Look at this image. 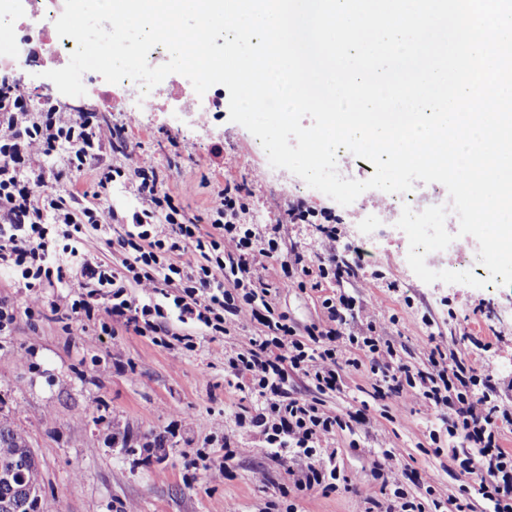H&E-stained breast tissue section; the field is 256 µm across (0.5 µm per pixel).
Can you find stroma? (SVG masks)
Here are the masks:
<instances>
[{
    "label": "stroma",
    "mask_w": 512,
    "mask_h": 512,
    "mask_svg": "<svg viewBox=\"0 0 512 512\" xmlns=\"http://www.w3.org/2000/svg\"><path fill=\"white\" fill-rule=\"evenodd\" d=\"M63 66L46 42L37 62L14 76L34 90L36 99L100 110L97 98L63 95L46 78V71ZM166 86L153 106L138 112L118 106L102 118L128 125L130 148L153 158L167 174L176 203L201 224L210 219L212 184L229 181L251 193L249 223H278L288 205L300 199L335 215L336 251L344 260L354 259L361 239L373 242L357 276L338 285L318 287L307 277L283 288L280 273L264 271L277 290L276 312L298 329L321 327L327 319L324 299L345 292L367 305L405 364L421 365L426 348L460 344L471 365L491 374L495 394L512 400V287L422 282L408 265L402 230L356 223V212L373 208L376 196L342 206L318 191L299 192L297 176L267 167L256 138L229 118L206 130L175 124L181 75H169ZM216 145L221 155L212 154ZM28 297L21 278L0 268V299L16 316L10 330L0 332V421L27 435L42 464L41 512H224L228 505L236 512H366L371 462L386 448L398 449L420 472L424 484L412 493L421 499L450 501L479 480L461 475L448 456L434 455L431 435L446 434L435 414L412 397L378 395L368 378L347 371L341 390L323 400L338 416L359 409L367 415L366 424L337 431L328 441L351 485L326 494L283 495L290 471L300 462L285 452L271 455L258 429L239 426L242 407L257 401L242 398L224 371L225 352L256 331L249 320L241 321L234 338H204L196 350L181 351L122 327L107 336L93 323L65 328L50 313L29 321ZM158 434L165 438L161 449L153 443ZM228 438L240 452L224 460V481L210 482L197 453L205 450L212 460H222Z\"/></svg>",
    "instance_id": "stroma-1"
}]
</instances>
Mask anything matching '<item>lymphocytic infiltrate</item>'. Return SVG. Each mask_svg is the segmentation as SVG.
Listing matches in <instances>:
<instances>
[{"instance_id":"1","label":"lymphocytic infiltrate","mask_w":512,"mask_h":512,"mask_svg":"<svg viewBox=\"0 0 512 512\" xmlns=\"http://www.w3.org/2000/svg\"><path fill=\"white\" fill-rule=\"evenodd\" d=\"M125 143L124 126L48 99L34 101L23 82L0 81V264L19 272L30 289L24 310L29 320L44 314L43 289L68 278L78 291L58 312L60 322H90L103 313L108 321L102 332L122 326L168 348L195 350L198 337L229 335L242 317H251L258 332L225 356L224 367L236 377L238 390L259 399L240 424L261 429L272 453L305 459V468L293 476L295 493L334 490L340 478L337 451L327 442L347 423L326 412L319 397L338 389L345 370L364 369L389 391L409 394L446 418L449 437L464 442L449 449L450 459L465 472H480L475 492L492 504V512H512V450L504 448L502 432L503 425H512V403L479 393L490 374L477 372L454 347L427 349L415 368L402 363L376 321L362 333L347 332L356 301L344 293L325 299L323 328L298 335L269 302L272 292L260 273L265 263H279L285 288L299 274L330 283L353 275L354 267L332 249L314 265L294 251L281 256L279 225L246 223L249 208L241 188L229 182L216 187L205 228L176 206L152 158L126 151L146 206L133 212L116 238L120 268L94 259L72 268L50 251L49 225L68 224L77 233L86 224L109 227L112 212L84 204L83 194L68 184V171L96 169V193L106 195L119 171L103 164V150ZM60 148L68 152L66 167L46 172L45 158ZM293 375L306 380L315 397L291 395ZM372 473L378 489L367 498V512H425L424 503L404 487L416 472L396 449L384 450Z\"/></svg>"}]
</instances>
